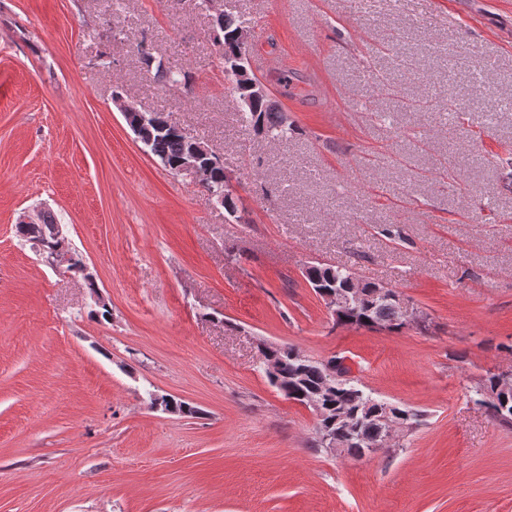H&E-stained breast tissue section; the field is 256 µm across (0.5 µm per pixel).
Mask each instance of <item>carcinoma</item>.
I'll return each mask as SVG.
<instances>
[{
  "label": "carcinoma",
  "mask_w": 512,
  "mask_h": 512,
  "mask_svg": "<svg viewBox=\"0 0 512 512\" xmlns=\"http://www.w3.org/2000/svg\"><path fill=\"white\" fill-rule=\"evenodd\" d=\"M246 22L229 14H224L222 27L217 30L216 43L220 58L224 64V78L230 84L237 99H242L238 84L234 83V71L243 65L240 56L247 55L249 49L241 48L238 32ZM155 80L165 88H176L183 84L185 77L170 68L158 65ZM240 120L256 132L277 139H288L295 133L288 124L287 116L278 108L269 95L250 99V103L241 104ZM141 143L157 158L170 165L177 164L190 150L187 137L180 134L162 133L152 123H147L140 136ZM206 192L224 194V210L231 214L237 210L235 196L224 173V164L211 167L208 182L203 185ZM305 277L315 290L346 291L350 288L362 289V297L338 315L336 323L367 330L374 329V321H379L391 333L404 328V324L395 322L398 317L395 302L387 297L375 295L380 284L355 279V272L349 267L314 264L306 268ZM259 351L264 357L259 370L264 374L270 386L283 396L301 404L309 397L321 400L328 418L318 421L322 429L336 436L339 451L353 457L363 455L367 446L378 438L391 435L393 425L404 424L406 428L418 423V411L398 406L369 390L355 380L342 387L331 382L325 362L303 356L295 348L269 346L262 342ZM305 357L301 374H296L298 358ZM499 374L488 371L482 377L474 393L476 402L485 407L490 418L504 429H512V388H499ZM342 409L348 422L336 425V411Z\"/></svg>",
  "instance_id": "1"
}]
</instances>
